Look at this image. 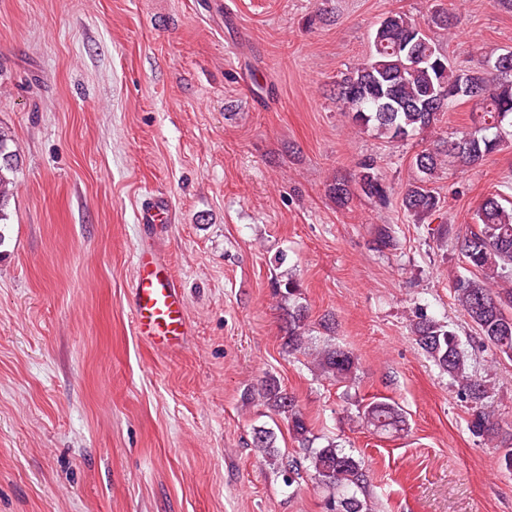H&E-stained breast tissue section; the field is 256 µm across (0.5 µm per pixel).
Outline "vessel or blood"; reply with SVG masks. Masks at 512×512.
Wrapping results in <instances>:
<instances>
[{
  "instance_id": "vessel-or-blood-1",
  "label": "vessel or blood",
  "mask_w": 512,
  "mask_h": 512,
  "mask_svg": "<svg viewBox=\"0 0 512 512\" xmlns=\"http://www.w3.org/2000/svg\"><path fill=\"white\" fill-rule=\"evenodd\" d=\"M173 220L170 198L151 194L138 211V223L168 224ZM136 271L129 291L135 332L148 344L173 349L190 334L186 304L179 282L160 250L137 253Z\"/></svg>"
}]
</instances>
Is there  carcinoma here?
Here are the masks:
<instances>
[{"label": "carcinoma", "mask_w": 512, "mask_h": 512, "mask_svg": "<svg viewBox=\"0 0 512 512\" xmlns=\"http://www.w3.org/2000/svg\"><path fill=\"white\" fill-rule=\"evenodd\" d=\"M336 99L352 113L355 125L372 130L387 139H405L431 129L441 113L459 101L468 99L465 90L478 88L481 109L492 120L503 121L512 116V55H498L494 64L472 70L452 66L420 24L404 13H393L379 24L373 37L370 57L336 83ZM487 127H476L460 138L450 149H425L415 156L421 176L406 189L402 206L416 216L433 214L441 208V197L428 187L445 158L462 167L481 162L494 152L499 142L484 134ZM14 154L0 135V222L6 220L4 208L14 172ZM336 202L345 206L355 194L383 203L387 190L375 172L373 161L360 164L354 183L337 180L329 185ZM476 223L470 225L463 238L464 256L474 277L455 276L451 281L454 298L463 314L475 326L482 343L500 355L512 359V186L504 185L487 195L480 203ZM380 250L396 246L392 228L377 227L374 238ZM307 314L302 306L288 311V336L284 345L290 352L304 351L308 345ZM412 333L416 345L444 372L460 383L461 396L470 406L468 429L477 437L492 439L498 434V423L485 411L486 380L470 370L468 355L457 336L445 329L424 311L415 315ZM315 367L320 375L336 382H349L355 377L354 355L327 345L313 351ZM257 395L263 404L283 414L288 430L305 450V460L321 483L329 489L328 512H369L367 502L357 497L367 474L362 461L345 453L331 442L313 447L311 429L292 396L273 379L261 381ZM366 425L380 434L401 430L400 408L385 400H374L362 408ZM255 451L275 457L273 433L258 429L253 435Z\"/></svg>", "instance_id": "1"}]
</instances>
